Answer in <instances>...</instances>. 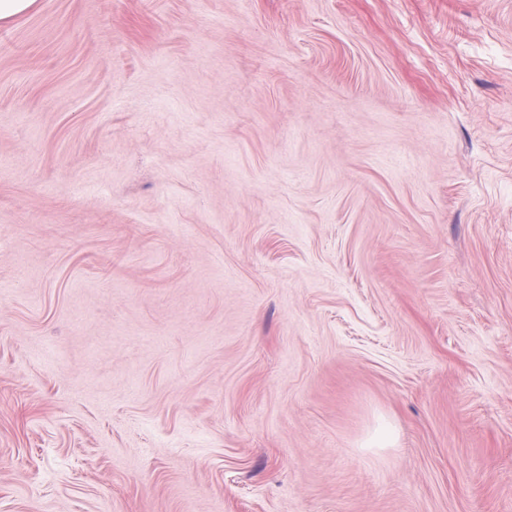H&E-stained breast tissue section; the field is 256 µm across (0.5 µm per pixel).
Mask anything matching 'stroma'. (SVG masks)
I'll return each mask as SVG.
<instances>
[{
    "label": "stroma",
    "mask_w": 512,
    "mask_h": 512,
    "mask_svg": "<svg viewBox=\"0 0 512 512\" xmlns=\"http://www.w3.org/2000/svg\"><path fill=\"white\" fill-rule=\"evenodd\" d=\"M0 512H512V0L0 25Z\"/></svg>",
    "instance_id": "35a3bbf8"
}]
</instances>
